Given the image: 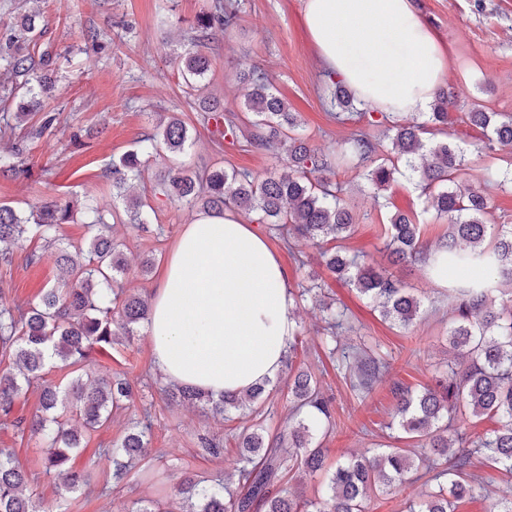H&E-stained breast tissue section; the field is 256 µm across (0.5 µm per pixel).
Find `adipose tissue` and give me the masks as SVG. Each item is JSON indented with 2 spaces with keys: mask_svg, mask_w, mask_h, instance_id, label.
<instances>
[{
  "mask_svg": "<svg viewBox=\"0 0 512 512\" xmlns=\"http://www.w3.org/2000/svg\"><path fill=\"white\" fill-rule=\"evenodd\" d=\"M323 65L388 112L431 104L446 54L412 0H306ZM294 300L280 260L234 213L186 225L151 298L153 364L168 381L219 397L276 380L294 337Z\"/></svg>",
  "mask_w": 512,
  "mask_h": 512,
  "instance_id": "1",
  "label": "adipose tissue"
}]
</instances>
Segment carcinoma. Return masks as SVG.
I'll list each match as a JSON object with an SVG mask.
<instances>
[{
    "label": "carcinoma",
    "instance_id": "carcinoma-1",
    "mask_svg": "<svg viewBox=\"0 0 512 512\" xmlns=\"http://www.w3.org/2000/svg\"><path fill=\"white\" fill-rule=\"evenodd\" d=\"M239 5L230 0H212L207 13L197 17L193 45L179 56L178 65L190 84L205 77L212 61L207 51L211 32L232 31L240 23ZM41 14L24 13L19 34L9 37L0 70V88L10 91L21 123L39 109L42 83L26 76L52 65L49 54L36 58L28 50L44 32ZM334 88L336 105L348 110L354 98L333 72L326 73ZM244 105L254 120L244 129L233 113L223 115L224 135L244 139L253 149L275 151L288 146V170L272 174L261 182L245 169L211 167L190 171L180 161L189 141L184 122L174 115L144 134L133 149L112 161V195L124 202L125 224H145L143 204L126 195L127 186L143 177L150 158L163 155L168 161L157 193L194 210L224 213L233 208L255 221L269 225L274 237L291 244L302 239L321 247L322 264L335 276L376 305L381 317L401 328L419 317L421 300L386 270L375 271L367 255L348 254L332 242L350 237L357 224L352 207L340 197L341 188L331 175L338 168L364 170V178L377 190L394 181L397 169L380 157L390 149L411 175L426 198L423 213L450 221L448 233V274L458 275L449 296L451 323L448 344L456 361L436 377L435 383L414 390L394 385L392 423L398 438L416 443L414 448H384L373 455L351 457L326 466L325 449L319 439L333 430V397L322 392L320 382L308 367H296L300 333L288 345V424L275 434L263 423H254L239 434L238 456L231 474L233 487L219 479L212 484L195 474L182 478L180 493L196 501L195 512H369L371 495L387 494L395 487L421 479L434 484V491L410 512H455L463 499L473 497L479 476L471 471L473 459L483 457L512 470V304L500 299L512 295V225L489 224L486 187L512 178V114L486 112L472 103L466 108L455 93L437 91L431 111L415 115L400 124L398 114L367 106L357 113L367 129L325 151L311 144L298 120L288 109L271 77L258 68L240 73ZM460 112L463 123L480 131L483 147L503 151L507 168L489 170L483 183L467 178L463 150L448 136V116ZM383 129L382 136L371 133ZM23 150L14 159H0V172L16 176L25 172ZM73 221V207L67 200L39 202L22 215L6 203L0 204V266L10 267L13 247L34 233L52 246L57 229ZM96 226L87 244L88 264L77 266L66 250L59 248L54 263L55 283L42 291L35 303L25 306L7 302L0 287V356L12 360V368L0 372V420L13 414L16 399L30 388L40 390L39 413L27 424L29 432L46 445L41 473L59 481L62 490L75 492L90 486L91 467L74 466L81 448L82 433L110 422L135 396L132 385L121 375H105L93 381L84 377L95 372V350L105 351L129 340L140 324L149 320L148 297L112 288L128 266L120 244L112 239L108 219L98 214L90 221ZM386 244L390 264L429 261L431 249L420 239L417 214L394 212L388 224ZM106 287H99V283ZM297 299L319 306L324 315V345L330 357L344 370L351 388L369 393L390 363L366 343L343 345L340 331L351 327L348 308L326 299L323 287L310 278L300 284ZM70 370L65 384L45 379L49 368ZM265 389L226 393L219 399L191 386L172 388L166 396L176 403H200L216 414L238 412L259 414V400ZM491 420L495 427L484 436H473L464 427L466 419ZM152 427L150 412L128 423L112 449V489H118L129 470L148 457ZM203 455L224 460V444L207 436L197 437ZM299 471L324 475L323 493L309 499L303 494L286 497L275 488ZM33 473L19 462L14 449L0 448V512H46L23 490Z\"/></svg>",
    "mask_w": 512,
    "mask_h": 512
}]
</instances>
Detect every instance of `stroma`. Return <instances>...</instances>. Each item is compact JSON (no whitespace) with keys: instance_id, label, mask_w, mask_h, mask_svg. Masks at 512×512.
I'll use <instances>...</instances> for the list:
<instances>
[{"instance_id":"stroma-1","label":"stroma","mask_w":512,"mask_h":512,"mask_svg":"<svg viewBox=\"0 0 512 512\" xmlns=\"http://www.w3.org/2000/svg\"><path fill=\"white\" fill-rule=\"evenodd\" d=\"M211 0H0V47L13 33L19 14L40 11L47 26L38 44L54 59L50 76L55 90L42 110L54 115L53 125L41 137L28 138L26 126L0 137V155L21 144L28 176L0 177V201L16 209L51 200L66 199L76 207L74 221L62 225L59 236L68 243L71 256L87 264L86 241L93 234L91 208L105 214L122 212L124 203L112 196V177L107 172L114 158L133 148L137 139L155 126L161 116L177 115L187 126L191 144L183 155L186 167L201 169L216 163L248 169L257 179L287 169L286 152L276 154L221 144L218 133L197 112V99L214 95L225 108L247 119L243 92L236 80L241 68L255 64L272 75L278 91L292 111L300 113L321 149L336 147L358 130L359 122L336 118L330 105L332 91L326 85L325 68L304 20L305 0H242L239 29L213 31L208 42L212 69L205 80L186 86L176 57L190 46L191 24L206 12ZM421 18L432 26L443 46L448 64L443 86L461 98L483 104L490 112L512 113V0H414ZM454 140L465 152L472 182H480L486 169L499 166L497 155L480 148V135L460 121H453ZM164 164L150 162L140 183L130 192L150 210L151 224L141 231L115 224L113 234L122 245L128 273L126 292L152 294L156 275L141 276L139 265L153 258L162 266L186 224L194 214L187 207L156 195L153 187ZM358 217L355 235L345 241L347 250H363L375 269L387 267L383 253L385 228L394 209L421 211L423 199L415 179L399 171L382 198L357 172L339 169L334 177ZM278 255L290 286L316 275L326 292L344 303L354 316L352 329L343 330L344 344L367 342L388 354L391 368L377 382L367 400H360L348 382L325 357L322 315L312 304L294 310L303 335L299 358L319 375L324 390L333 395L336 427L322 445L329 461L368 448L389 444L387 424L394 404L392 387L412 388L433 384L436 370L450 362L448 346V298L445 289L429 278L423 264L392 268L395 276L422 301L420 317L410 329L390 327L373 314L357 292L336 283L315 248L304 247L302 262L275 238L267 240ZM43 243L28 236L13 250L11 268L0 267V287L8 298L32 300L53 284L52 258L30 262ZM98 373L118 372L131 381L136 397L106 427L86 438L76 457L84 465L96 453L111 450L130 419L152 414L149 453L152 478L131 471L117 490L106 488L103 475L108 460L94 471L91 487L60 494L54 480L35 479L30 493L40 498L47 512H131L138 500L166 493L181 503L179 483L184 473L214 477L232 468L236 438L247 422L237 414L213 416L198 406H171L164 398L163 381L152 367L146 334L98 353ZM223 440L224 461L203 458L198 435ZM483 479L475 499L459 503L456 512H490L496 501L512 499V477L492 465H478Z\"/></svg>"}]
</instances>
